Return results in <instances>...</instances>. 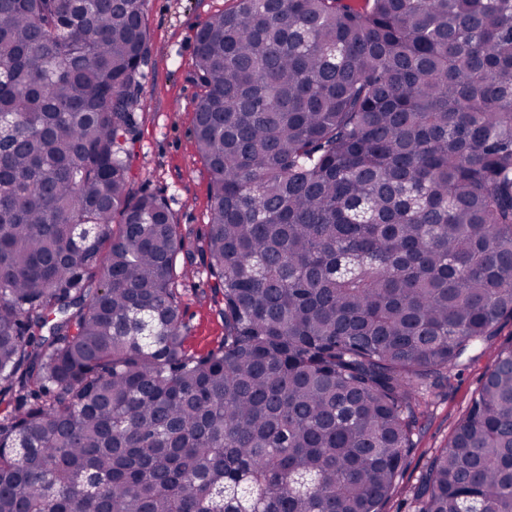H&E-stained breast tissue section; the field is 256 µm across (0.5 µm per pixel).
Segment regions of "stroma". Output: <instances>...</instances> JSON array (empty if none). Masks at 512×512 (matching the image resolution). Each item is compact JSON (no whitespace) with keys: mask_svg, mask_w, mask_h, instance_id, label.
Wrapping results in <instances>:
<instances>
[{"mask_svg":"<svg viewBox=\"0 0 512 512\" xmlns=\"http://www.w3.org/2000/svg\"><path fill=\"white\" fill-rule=\"evenodd\" d=\"M234 0H146L151 56L143 76L145 102L141 135L130 157L134 193H151L171 207L187 241L203 237L211 206L210 175L192 139L194 108L201 93L194 78L195 35L212 13L233 8ZM185 347L204 354L224 338V321L203 268H195L182 288ZM495 356L487 346L473 361L448 369L427 394L416 446L402 484L387 512H414L411 490L437 450L444 448L465 414Z\"/></svg>","mask_w":512,"mask_h":512,"instance_id":"1","label":"stroma"}]
</instances>
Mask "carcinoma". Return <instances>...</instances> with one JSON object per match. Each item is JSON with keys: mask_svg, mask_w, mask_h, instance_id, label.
Returning a JSON list of instances; mask_svg holds the SVG:
<instances>
[{"mask_svg": "<svg viewBox=\"0 0 512 512\" xmlns=\"http://www.w3.org/2000/svg\"><path fill=\"white\" fill-rule=\"evenodd\" d=\"M198 29L197 250L132 192L144 0H0V512H386L512 320V0H235ZM419 512H512V341ZM193 260L190 278L182 288V306L186 323L185 348L195 354L216 349L224 338V320L210 288L205 270ZM198 267V268H197ZM494 356L495 345H488L475 360L445 371L448 378L440 379L429 390L426 396L428 408L414 437L416 446L407 458L400 490L387 505L388 512H414L411 489L437 450L446 446L450 433L465 414Z\"/></svg>", "mask_w": 512, "mask_h": 512, "instance_id": "carcinoma-1", "label": "carcinoma"}]
</instances>
